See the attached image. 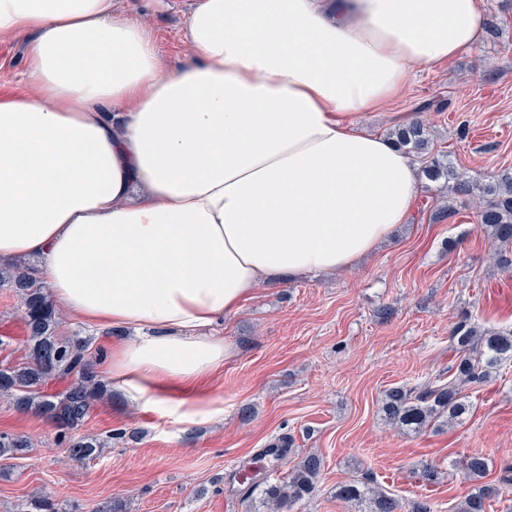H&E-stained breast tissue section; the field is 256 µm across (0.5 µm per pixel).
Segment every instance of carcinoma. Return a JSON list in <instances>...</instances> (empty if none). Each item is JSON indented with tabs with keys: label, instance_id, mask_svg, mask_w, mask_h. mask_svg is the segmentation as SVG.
Here are the masks:
<instances>
[{
	"label": "carcinoma",
	"instance_id": "carcinoma-1",
	"mask_svg": "<svg viewBox=\"0 0 512 512\" xmlns=\"http://www.w3.org/2000/svg\"><path fill=\"white\" fill-rule=\"evenodd\" d=\"M397 144L422 159V172L430 181L445 178L452 189L462 195L477 196L484 204L477 211V223L499 246L495 253L498 265L512 268V172L480 181L460 173L450 162L428 155L425 125L414 120L395 132ZM0 286L13 289L18 298L27 332V353L22 361L0 364V397L21 412H30L50 421L57 429L58 443L68 445L71 458L94 459L101 443L91 437L77 438L73 432L89 416L103 385L93 371L88 341L79 336L58 333L61 318L49 289L23 266L13 271L0 270ZM457 351L455 371L448 381L427 383L420 388L393 387L385 393L383 411L400 426L422 429L430 419L448 415L455 419L469 409L462 386L480 383L506 362H512V329H479L464 322L451 331ZM64 383L59 392H49L47 384ZM31 448L25 435L0 434V456L22 455ZM323 460L315 454L305 456L282 483L267 484L264 503L269 512H291L298 501L315 491ZM488 464L484 457L472 455L462 463L465 482L478 483L477 491L464 497L457 512H487L497 489L481 483ZM339 496L347 502L367 501L368 512H401L400 502L365 481H353L340 487ZM17 512H56L54 503L45 496H34L21 504Z\"/></svg>",
	"mask_w": 512,
	"mask_h": 512
}]
</instances>
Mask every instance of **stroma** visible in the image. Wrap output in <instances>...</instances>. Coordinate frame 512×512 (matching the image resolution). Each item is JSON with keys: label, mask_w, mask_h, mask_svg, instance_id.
Wrapping results in <instances>:
<instances>
[{"label": "stroma", "mask_w": 512, "mask_h": 512, "mask_svg": "<svg viewBox=\"0 0 512 512\" xmlns=\"http://www.w3.org/2000/svg\"><path fill=\"white\" fill-rule=\"evenodd\" d=\"M137 8L168 65L189 56L178 38L187 0H124ZM484 34L470 50L414 73L387 108L360 124L388 136L403 113L419 114L433 149L467 176L512 172V0H483ZM27 38L0 41V86L26 85ZM478 197L447 180L419 178L405 224L355 268L337 274L259 284L219 328L223 365L202 379L201 397L223 401L224 419L194 426L168 412L137 407L106 392L79 428L108 438L91 462L69 459L55 429L0 399V434L32 442L24 458H0V512L50 493L59 512H265L260 492L244 494L230 469L276 440L290 443L284 477L303 457L323 460L314 495L292 512H354L340 485L370 476L403 507L427 499L454 512L469 492L459 465L479 454L486 483L504 488L488 512L512 504V364L486 382L465 386L471 409L453 423L438 420L414 433L389 424L385 390L447 377L459 321L512 329V270L491 257L493 243L477 224ZM453 209L437 221L435 211ZM24 323L11 288L0 287V363L25 352ZM437 475L422 477L426 465Z\"/></svg>", "instance_id": "1"}]
</instances>
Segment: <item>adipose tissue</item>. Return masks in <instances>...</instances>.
I'll use <instances>...</instances> for the list:
<instances>
[{
	"mask_svg": "<svg viewBox=\"0 0 512 512\" xmlns=\"http://www.w3.org/2000/svg\"><path fill=\"white\" fill-rule=\"evenodd\" d=\"M483 24L481 0H192L170 68L118 0H0V38L32 37L27 91L0 93V258H40L95 327L146 326L103 365L128 403L222 420L191 394L215 325L405 223L416 171L355 118Z\"/></svg>",
	"mask_w": 512,
	"mask_h": 512,
	"instance_id": "ef3b65f1",
	"label": "adipose tissue"
}]
</instances>
